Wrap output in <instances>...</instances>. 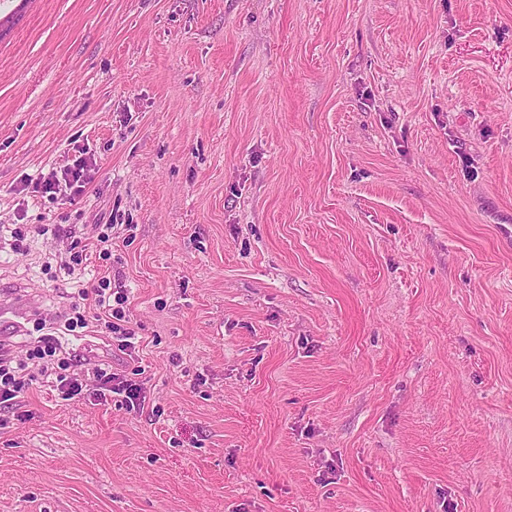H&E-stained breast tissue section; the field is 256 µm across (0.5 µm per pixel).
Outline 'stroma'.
Here are the masks:
<instances>
[{"label": "stroma", "instance_id": "35a3bbf8", "mask_svg": "<svg viewBox=\"0 0 512 512\" xmlns=\"http://www.w3.org/2000/svg\"><path fill=\"white\" fill-rule=\"evenodd\" d=\"M0 285L127 296L0 512H512V0H0ZM88 161L83 189L33 181ZM112 225V255L96 251ZM54 234L58 238L62 239H71L70 241V258L69 261L62 262L64 269L68 270V275H74L76 268L83 263V251L86 249H81V251L72 252L82 243L81 238L77 237L76 231L72 229V227H65L63 224H54ZM76 283H78L77 288H79L77 291L78 298L86 301L90 299L91 295L93 306L96 310H99V313L95 315V320H104L101 324H104L106 336L101 337L108 340V342H116L119 350L130 352L132 349L135 350V342L132 340L136 339V332L127 325L130 322L122 306L126 301L125 296L119 290L115 292L112 289L111 278L102 277L97 284H91L88 287H84L82 281H76ZM112 295H114L113 301L116 303V307L112 305Z\"/></svg>", "mask_w": 512, "mask_h": 512}]
</instances>
